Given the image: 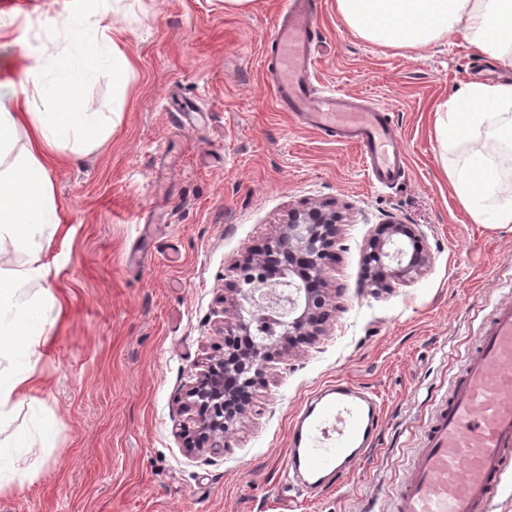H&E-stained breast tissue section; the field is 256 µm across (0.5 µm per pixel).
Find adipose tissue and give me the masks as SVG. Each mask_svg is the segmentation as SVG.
Masks as SVG:
<instances>
[{"label":"adipose tissue","instance_id":"ef3b65f1","mask_svg":"<svg viewBox=\"0 0 512 512\" xmlns=\"http://www.w3.org/2000/svg\"><path fill=\"white\" fill-rule=\"evenodd\" d=\"M119 0H71L46 22L47 43L26 49L19 71L0 69V492L33 484L52 451L50 413L32 400L38 363L66 301L44 285L46 254L67 236L52 170L111 137L135 77L124 29L108 24ZM353 34L394 49H424L460 35L503 70L472 80L435 108L443 169L476 224H512V0H336ZM112 85V109L65 106L60 94ZM37 289H27V282ZM26 417H19V407Z\"/></svg>","mask_w":512,"mask_h":512}]
</instances>
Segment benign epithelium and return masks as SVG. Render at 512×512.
<instances>
[{"label": "benign epithelium", "instance_id": "obj_1", "mask_svg": "<svg viewBox=\"0 0 512 512\" xmlns=\"http://www.w3.org/2000/svg\"><path fill=\"white\" fill-rule=\"evenodd\" d=\"M333 209L311 207L294 212L288 224L271 239L259 255H249L240 264L241 279L248 289H238L247 306L241 307L234 327L226 331L224 351L209 359L186 393L183 408L190 415L193 431L184 433L185 449L202 453L224 447V438L253 406L274 351L309 340L322 332L331 308L324 288L325 266L334 257L337 223ZM364 284L376 291L390 287L394 279L419 272L427 260L422 236L410 224H378L367 244ZM268 267L265 284L276 279L292 285L295 276L304 292L303 303H288L293 311L278 322V331L267 339L254 336L255 327L267 320L269 307L255 299L259 283L251 272Z\"/></svg>", "mask_w": 512, "mask_h": 512}]
</instances>
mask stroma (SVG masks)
<instances>
[{"label":"stroma","mask_w":512,"mask_h":512,"mask_svg":"<svg viewBox=\"0 0 512 512\" xmlns=\"http://www.w3.org/2000/svg\"><path fill=\"white\" fill-rule=\"evenodd\" d=\"M49 0H0L19 42L37 43ZM283 0H124L114 17L136 76L99 150L52 180L72 228L48 281L70 313L38 369L54 449L0 512H390L437 401L460 374L492 304L512 299V224L472 223L448 185L434 107L480 74L481 54L451 37L423 51L386 48L316 0L327 49L314 87L386 109L405 173L373 182L361 149L281 111L266 40ZM335 203L343 219L324 278L335 310L323 335L269 364L255 405L221 451L187 453L182 398L237 312L236 267L291 211ZM414 225L429 261L389 289L363 285L375 225ZM344 379L376 393L373 450L338 484L293 496L288 430L304 402Z\"/></svg>","instance_id":"1"}]
</instances>
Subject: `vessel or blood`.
<instances>
[{
    "label": "vessel or blood",
    "mask_w": 512,
    "mask_h": 512,
    "mask_svg": "<svg viewBox=\"0 0 512 512\" xmlns=\"http://www.w3.org/2000/svg\"><path fill=\"white\" fill-rule=\"evenodd\" d=\"M269 44L280 109L301 115L326 137L359 144L376 178L392 183L400 163L389 152L396 135L387 112L340 92L318 96L310 87L321 47L314 0H284ZM380 419L371 391L343 380L325 386L289 427L286 471L308 492L322 490L371 449ZM511 465L512 303H499L451 396L424 432L396 512H488Z\"/></svg>",
    "instance_id": "obj_1"
}]
</instances>
